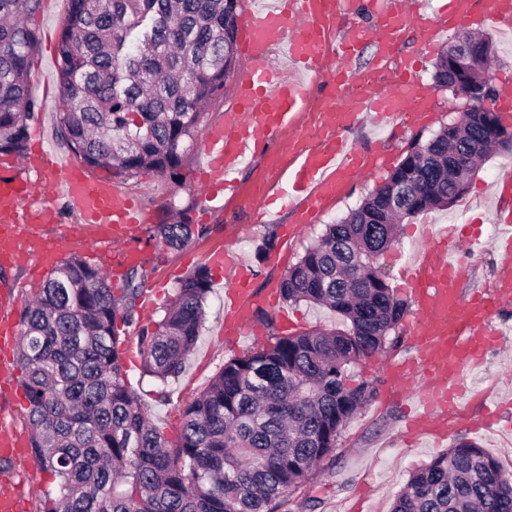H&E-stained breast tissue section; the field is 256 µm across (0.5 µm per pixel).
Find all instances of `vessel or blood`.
<instances>
[{
    "label": "vessel or blood",
    "instance_id": "b4317fda",
    "mask_svg": "<svg viewBox=\"0 0 512 512\" xmlns=\"http://www.w3.org/2000/svg\"><path fill=\"white\" fill-rule=\"evenodd\" d=\"M472 0H372V25H353L347 37L334 40L338 20L349 15L350 0H259L244 23L243 68L236 75L238 107L212 126L204 141L207 192L242 197L236 178L238 168L255 151L275 155L288 147L285 192L297 203L301 223H311L345 183L347 174L362 170L357 149L341 136L342 128L370 120L385 126L397 116L412 113L424 119L432 106L430 90L418 84L409 69H401L391 90L372 91L356 86L349 98L335 95L312 97L309 84L326 72V60H337L336 73L348 72L347 64L362 43L376 44L382 55H392L403 32L423 16L436 14L441 25H467ZM284 51L291 73L271 69L269 60ZM51 175L50 189H38L30 172ZM64 194L85 217V238L110 278L125 266L140 262L133 244L149 217L118 184L89 177L76 167H62L43 148L25 158L0 156V263L33 262L34 274L55 264L70 239L60 234L49 238L46 224L55 219L51 193ZM462 224L439 228L407 274L418 305L409 324L414 355L392 361L389 377L403 390L415 389L414 419L436 441L446 440L463 413L458 405L467 373L482 367L487 352L500 337L492 330L499 311L512 305V277L493 285L476 282L469 298H461L463 267L454 259L459 242L466 240ZM251 275L237 267L225 291L228 313L224 328L235 335L250 331L246 302L252 299ZM14 285L0 286V410L10 411L15 387L12 351L19 334L15 319ZM29 442L13 423L0 422V455L15 459L16 469L0 477V512H20L18 481Z\"/></svg>",
    "mask_w": 512,
    "mask_h": 512
}]
</instances>
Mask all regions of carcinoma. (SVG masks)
Returning a JSON list of instances; mask_svg holds the SVG:
<instances>
[{
    "label": "carcinoma",
    "instance_id": "1",
    "mask_svg": "<svg viewBox=\"0 0 512 512\" xmlns=\"http://www.w3.org/2000/svg\"><path fill=\"white\" fill-rule=\"evenodd\" d=\"M239 0H69L58 44L57 134L107 178L159 174L178 182L205 108L224 96L239 65ZM41 0H0V153L26 152L40 106L30 89L39 44L28 25ZM486 56L460 75L443 53L440 87L467 96L490 87L493 45L463 33ZM512 147L499 115L463 119L411 148L387 181L325 232L279 284V297L324 305L343 330L268 337L224 363L185 405L176 439L152 425L126 378L122 347L144 280L137 268L115 293L98 266L73 254L55 266L19 313L17 365L28 407L31 456L54 476L40 512H279L324 462L336 459L346 423L377 394L355 367L381 353L408 312L378 259L397 226L453 205L476 162ZM412 207L388 205L403 186ZM149 228L179 250L208 234L190 208ZM204 266L183 279L163 315L142 327L147 373L165 384L183 370L211 292ZM391 512H512V478L498 460L461 441L416 469Z\"/></svg>",
    "mask_w": 512,
    "mask_h": 512
}]
</instances>
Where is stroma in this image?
I'll return each mask as SVG.
<instances>
[{
  "mask_svg": "<svg viewBox=\"0 0 512 512\" xmlns=\"http://www.w3.org/2000/svg\"><path fill=\"white\" fill-rule=\"evenodd\" d=\"M68 12V0H42L32 24L39 30L38 51L30 66V84L42 105L37 118L30 122L29 144H41L61 157H69L67 145L56 133V105L59 96L57 75V45ZM473 24L477 34L493 44L492 59L494 91L512 84V41L505 39L499 25L482 8H475ZM426 23L415 24L405 43L388 62L374 60L373 47H364L352 63L353 71L365 76L372 84L382 87L395 77L402 59L416 64L418 82L432 87L435 103L420 123L407 118L378 127L364 123L349 127L345 137L369 160L370 168L352 179L344 194L321 212L310 224H299L296 206L287 201L265 205L257 199L248 203L225 202L224 198L208 199L201 184L205 168L202 141H195L184 168V178L172 182L159 175H145L128 182L127 188L135 201L151 211L154 221H162L167 204L191 207L195 223L207 225L209 233L178 251H165L155 242L141 240L145 253L138 270L145 276L143 298L149 308L139 309V321L146 324L162 314L180 282L196 268L206 265V255L216 250L226 251L231 259L251 264V286L256 294L266 295L277 289L279 282L323 233L326 225L336 223L357 209L364 198L383 184L390 173L405 158L410 148L425 143L441 128L457 121L467 109L465 98L451 90L435 86L433 75L440 55L452 45L457 28L441 33L436 43L426 40ZM512 173V152L496 148L479 161L467 193L454 205L434 210L404 222L400 243L384 253L379 264L396 295L410 299L400 278L403 266L413 262L424 239L426 225H448L470 222L479 225V245L467 254V278L492 283L500 275L496 246L499 228L492 195V186L501 176ZM299 224L294 237H286L281 228ZM279 229L276 244L263 250V237L268 227ZM212 290L205 303V320L194 350L182 373L160 386L143 371L141 356L124 361L127 380L152 423L168 438H176L181 426L183 407L205 389L223 368L225 361L242 354L257 342L266 341L270 333L296 334L312 330L342 327L335 312L307 302L283 304L275 301L267 306L268 318L255 320L256 336L231 339L224 334V291L227 282L218 269L210 271ZM502 332V345L486 355L484 366L469 380L472 393L490 390L501 395L512 394V308L504 310L493 322ZM396 340L388 341L383 354L366 359L360 365L363 376L380 379L377 396L364 406L345 426L338 441L336 460L324 467L301 492L292 494L280 512H389L394 496L406 483L410 473L428 463L442 448L425 437H415L409 430L413 395H401L391 387L386 364L406 346L404 328H397ZM166 390V399H159V390Z\"/></svg>",
  "mask_w": 512,
  "mask_h": 512,
  "instance_id": "stroma-1",
  "label": "stroma"
}]
</instances>
